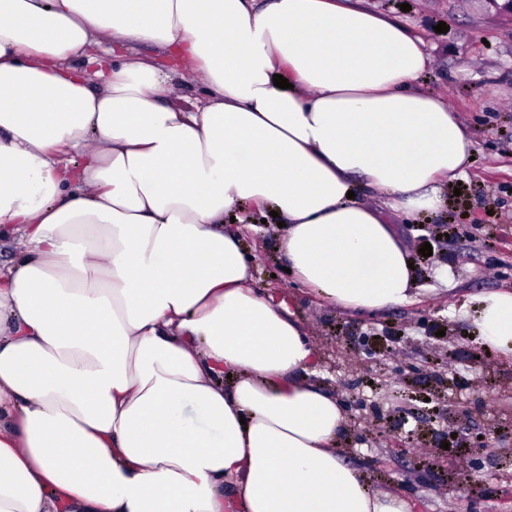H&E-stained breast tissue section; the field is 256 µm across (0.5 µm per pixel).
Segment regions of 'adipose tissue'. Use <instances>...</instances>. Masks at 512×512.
I'll use <instances>...</instances> for the list:
<instances>
[{"label": "adipose tissue", "instance_id": "1", "mask_svg": "<svg viewBox=\"0 0 512 512\" xmlns=\"http://www.w3.org/2000/svg\"><path fill=\"white\" fill-rule=\"evenodd\" d=\"M135 41L175 69L91 53ZM428 63L357 0H0V512H410L344 461L317 350L224 214L277 211L294 280L344 310L417 303L392 218L473 154ZM192 79L200 105L165 104ZM474 301L512 358V290Z\"/></svg>", "mask_w": 512, "mask_h": 512}]
</instances>
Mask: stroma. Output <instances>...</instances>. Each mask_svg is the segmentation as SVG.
Returning a JSON list of instances; mask_svg holds the SVG:
<instances>
[{
	"mask_svg": "<svg viewBox=\"0 0 512 512\" xmlns=\"http://www.w3.org/2000/svg\"><path fill=\"white\" fill-rule=\"evenodd\" d=\"M409 11H401V2ZM421 36L432 66L417 85L458 112L475 160L459 190L417 223L399 225L427 292L413 306L351 313L322 301L285 272L281 232L246 235L257 288L285 303L319 356L310 381L335 394L346 417L343 458L413 512H512V358L486 352L468 314L473 296L512 289V18L473 0H362ZM447 32H436L438 23ZM431 256H422V244ZM438 392V401L419 397ZM411 418L394 430L398 411ZM479 484L454 492L460 466Z\"/></svg>",
	"mask_w": 512,
	"mask_h": 512,
	"instance_id": "stroma-1",
	"label": "stroma"
}]
</instances>
